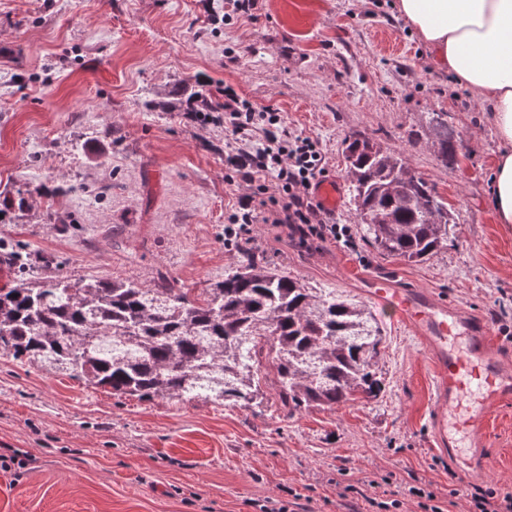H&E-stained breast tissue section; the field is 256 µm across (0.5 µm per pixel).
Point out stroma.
Instances as JSON below:
<instances>
[{
  "instance_id": "35a3bbf8",
  "label": "stroma",
  "mask_w": 512,
  "mask_h": 512,
  "mask_svg": "<svg viewBox=\"0 0 512 512\" xmlns=\"http://www.w3.org/2000/svg\"><path fill=\"white\" fill-rule=\"evenodd\" d=\"M393 0H254L252 18L225 24L229 0H0V260L48 258L73 279L161 278L200 294L231 272L241 248L311 288L366 302L356 276L433 291L490 327L512 366V224L490 202L499 153L490 109L447 72L393 9ZM197 79L231 85L279 109L320 141L336 184L333 216L356 224L345 138L403 153L447 202L446 249L408 263L354 247L308 251L283 229L253 226L241 248L224 224L243 186L224 180L223 127L148 112L145 97ZM444 112L463 138L442 165L420 133ZM59 216L50 224L47 213ZM383 341L377 398L290 416L272 367L252 407L141 400L93 388L0 351V449L33 462L0 470V512H258L300 494L302 512H364L366 497L418 485L463 512L477 488L512 489V400L497 406L471 469L432 433L435 369L419 335L371 304ZM390 483L371 487L375 475ZM364 490L343 499L340 485Z\"/></svg>"
}]
</instances>
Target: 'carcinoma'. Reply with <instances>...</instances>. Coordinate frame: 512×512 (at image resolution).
<instances>
[{
	"label": "carcinoma",
	"instance_id": "cac0c4a2",
	"mask_svg": "<svg viewBox=\"0 0 512 512\" xmlns=\"http://www.w3.org/2000/svg\"><path fill=\"white\" fill-rule=\"evenodd\" d=\"M145 107L224 111L198 80L184 83L180 97ZM424 128L437 159L456 160L462 139L448 113H428ZM343 153L360 232L379 255L419 262L448 247V203L401 153L360 135L345 140ZM381 342L366 305L309 288L246 252L224 281L195 298L167 279L151 287L35 276L0 288L1 351L142 400L258 406L266 363L290 417L375 398Z\"/></svg>",
	"mask_w": 512,
	"mask_h": 512
}]
</instances>
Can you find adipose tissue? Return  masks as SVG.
Returning <instances> with one entry per match:
<instances>
[{"label": "adipose tissue", "instance_id": "1", "mask_svg": "<svg viewBox=\"0 0 512 512\" xmlns=\"http://www.w3.org/2000/svg\"><path fill=\"white\" fill-rule=\"evenodd\" d=\"M435 68L484 98L501 150L491 182L497 223L512 224V0H396Z\"/></svg>", "mask_w": 512, "mask_h": 512}]
</instances>
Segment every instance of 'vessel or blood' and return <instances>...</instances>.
I'll return each instance as SVG.
<instances>
[{
	"label": "vessel or blood",
	"instance_id": "b4317fda",
	"mask_svg": "<svg viewBox=\"0 0 512 512\" xmlns=\"http://www.w3.org/2000/svg\"><path fill=\"white\" fill-rule=\"evenodd\" d=\"M364 285L426 342L436 372V441L471 466L483 451L492 409L512 397V370L504 367L490 332L427 290L397 288L378 276L365 278Z\"/></svg>",
	"mask_w": 512,
	"mask_h": 512
}]
</instances>
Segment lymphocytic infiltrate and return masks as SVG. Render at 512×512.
Returning <instances> with one entry per match:
<instances>
[{
    "label": "lymphocytic infiltrate",
    "instance_id": "lymphocytic-infiltrate-1",
    "mask_svg": "<svg viewBox=\"0 0 512 512\" xmlns=\"http://www.w3.org/2000/svg\"><path fill=\"white\" fill-rule=\"evenodd\" d=\"M223 124L229 140L224 179L248 188L227 216L226 243L250 234L253 225L271 224L285 228L303 249L327 243L353 247L349 225L336 223L315 195L329 178L317 140L288 126L277 108L254 106L229 85Z\"/></svg>",
    "mask_w": 512,
    "mask_h": 512
}]
</instances>
